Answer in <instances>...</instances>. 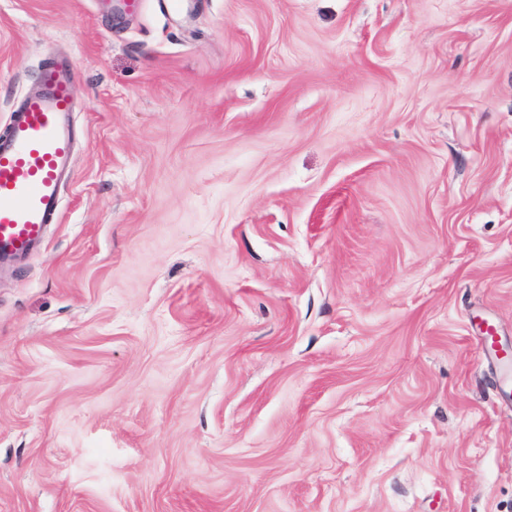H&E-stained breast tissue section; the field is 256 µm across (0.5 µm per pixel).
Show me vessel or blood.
I'll return each instance as SVG.
<instances>
[{"label":"vessel or blood","mask_w":512,"mask_h":512,"mask_svg":"<svg viewBox=\"0 0 512 512\" xmlns=\"http://www.w3.org/2000/svg\"><path fill=\"white\" fill-rule=\"evenodd\" d=\"M75 70L53 64L38 75L0 137V262L28 255L56 221L74 141L68 115Z\"/></svg>","instance_id":"1"}]
</instances>
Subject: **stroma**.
Masks as SVG:
<instances>
[{
	"mask_svg": "<svg viewBox=\"0 0 512 512\" xmlns=\"http://www.w3.org/2000/svg\"><path fill=\"white\" fill-rule=\"evenodd\" d=\"M63 59L0 512H512V0H0V135Z\"/></svg>",
	"mask_w": 512,
	"mask_h": 512,
	"instance_id": "stroma-1",
	"label": "stroma"
}]
</instances>
